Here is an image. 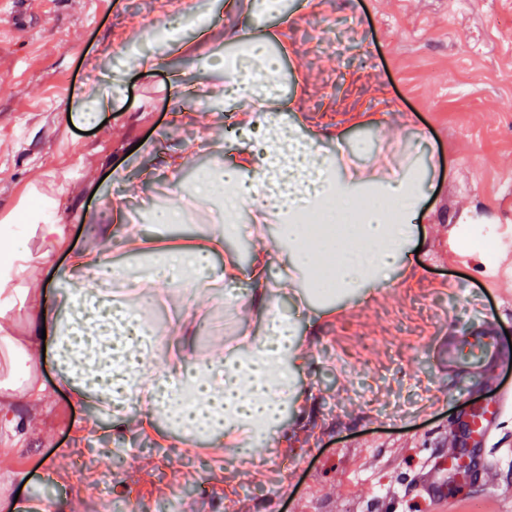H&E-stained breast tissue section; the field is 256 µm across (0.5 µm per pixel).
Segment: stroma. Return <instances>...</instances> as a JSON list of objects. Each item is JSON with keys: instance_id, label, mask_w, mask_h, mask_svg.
I'll return each instance as SVG.
<instances>
[{"instance_id": "obj_1", "label": "stroma", "mask_w": 512, "mask_h": 512, "mask_svg": "<svg viewBox=\"0 0 512 512\" xmlns=\"http://www.w3.org/2000/svg\"><path fill=\"white\" fill-rule=\"evenodd\" d=\"M282 9L243 21L225 0H183L181 42L155 48L149 34L171 15V0H0V225L53 219L66 227L39 287L4 321L14 336L51 297L73 253L105 224L104 203L124 197L112 260L126 266L125 227L164 251L207 236L189 224L176 236L145 225L154 204L180 206L165 188L166 160L186 142L197 152L185 171L212 166L238 139L233 98L216 94L219 59L236 51L246 28L278 44L279 93L272 109L318 139L321 154L344 152L353 166L398 168L413 160L423 187L413 220L416 253L372 295L307 303L282 288L273 261L267 282L197 288L188 313L179 286L163 288L149 316L173 330L183 315L190 336L155 350L202 363L238 336L259 331L252 298L297 324L308 362L296 375L288 424L259 454L237 459L200 438L176 440L165 427L100 428L83 434L89 405L60 380L52 340L33 354L42 401L13 397L22 437L0 429V512L15 501L51 503L53 512H512V415L493 440L466 438L473 408L512 389V244L472 246L481 233L512 225V0H283ZM212 20L199 33L197 16ZM333 47H326V40ZM160 59L150 75L129 62L128 46ZM97 105L99 123L80 115ZM150 152L137 150L138 142ZM151 170L150 181L140 179ZM494 331L506 353L477 370L449 366L447 334ZM464 472H444L451 442ZM499 465L483 494L474 474L485 457ZM434 465L441 498L420 486Z\"/></svg>"}]
</instances>
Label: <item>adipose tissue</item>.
Segmentation results:
<instances>
[{"label":"adipose tissue","mask_w":512,"mask_h":512,"mask_svg":"<svg viewBox=\"0 0 512 512\" xmlns=\"http://www.w3.org/2000/svg\"><path fill=\"white\" fill-rule=\"evenodd\" d=\"M236 123L242 134L256 132L260 140L244 142L220 159L206 183L223 186L224 216L234 221L232 231L257 242L252 277L263 278L270 267L273 247L266 240V227L274 224L279 239L288 242L290 273L281 277V284H290L291 273L303 271L328 274L340 294L386 285L412 240L410 220L421 194L420 177L409 168L391 177L376 167L347 176L295 125L246 107L237 109ZM245 209L252 223H237ZM331 209L338 220L332 238L321 235L317 225ZM26 230L40 234L48 249L36 255L15 246L0 270V289L12 282L36 285L33 273L50 262L65 227L49 222L27 225ZM227 231L217 226L197 244L192 257L170 253L144 278L116 270L98 247L74 255L62 274L69 287L57 289L31 321L29 347L38 348L41 336H51L62 384L76 401L113 408L118 426H127L122 410L134 402L144 410L145 429H152L158 414L165 413L183 431L236 441L252 450L262 446L265 430L281 426L285 406L295 399L294 374L306 362L294 322L265 311L262 336L244 337L236 351L203 366H174L170 375L183 380L186 391L165 400L157 392L156 376L147 371L148 346L138 338L142 316L115 302L105 289L116 281L124 293L141 299L184 278L189 269L207 272L215 284L238 281L242 270L235 259L212 263Z\"/></svg>","instance_id":"adipose-tissue-1"}]
</instances>
